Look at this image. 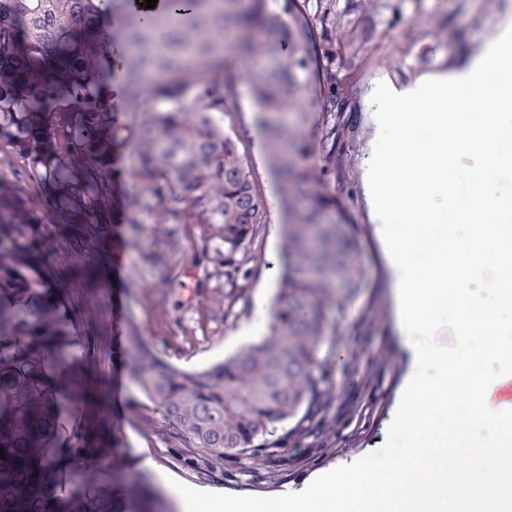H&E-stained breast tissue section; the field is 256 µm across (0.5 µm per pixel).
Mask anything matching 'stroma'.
<instances>
[{"label": "stroma", "mask_w": 512, "mask_h": 512, "mask_svg": "<svg viewBox=\"0 0 512 512\" xmlns=\"http://www.w3.org/2000/svg\"><path fill=\"white\" fill-rule=\"evenodd\" d=\"M336 8L347 11L362 36L355 43L337 42L336 54L340 63L359 64L349 80L362 123L342 196L357 221L365 278L350 299L325 309L327 332L318 358L330 396L310 421L276 427L273 436L283 439L282 448H252L209 462L175 447L137 420L138 389L118 377L115 362L119 339L132 326L163 360L188 371L225 360L266 332L258 310L270 306L281 272V215L247 84L239 86L242 110L225 118L224 130L240 138L267 208V222L251 245L254 261L225 259L214 225L203 223L195 209L160 225L158 200L140 184L139 159L125 135L112 146V181L121 187L122 211L108 226L121 253L113 255L102 243L96 257L104 270L121 258L122 277L111 284L90 276L79 253L57 261L58 285L76 322L73 375L85 393L69 408L67 421L106 446L115 427H122L125 464L149 474L159 488L174 480L273 497L337 459L369 455L388 440L407 357L399 345L378 221L364 188L366 162L379 136L372 94L378 83L410 87L478 56L499 23L512 18V0H500L494 13L486 0H336Z\"/></svg>", "instance_id": "35a3bbf8"}]
</instances>
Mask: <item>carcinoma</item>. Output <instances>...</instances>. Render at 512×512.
<instances>
[{
    "label": "carcinoma",
    "mask_w": 512,
    "mask_h": 512,
    "mask_svg": "<svg viewBox=\"0 0 512 512\" xmlns=\"http://www.w3.org/2000/svg\"><path fill=\"white\" fill-rule=\"evenodd\" d=\"M0 0V158L55 190L56 217L0 179V512H172L164 494L67 426L82 390L75 321L52 287L54 252L93 257L82 224H104L112 142L135 139L142 187L164 214L208 215L224 257L254 260L265 202L224 117L249 85L280 199L282 271L265 336L205 370L178 369L131 329L126 369L140 419L207 459L241 455L328 396L317 351L324 302L361 285L348 183L358 110L336 78V37L355 28L322 0ZM119 76V125L101 96ZM318 127V141L306 135ZM318 156V161L311 158Z\"/></svg>",
    "instance_id": "carcinoma-1"
}]
</instances>
